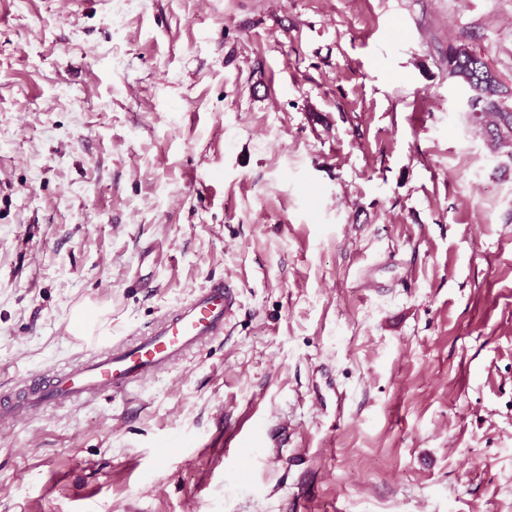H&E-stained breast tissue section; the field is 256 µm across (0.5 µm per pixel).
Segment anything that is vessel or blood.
Listing matches in <instances>:
<instances>
[{
	"instance_id": "vessel-or-blood-1",
	"label": "vessel or blood",
	"mask_w": 512,
	"mask_h": 512,
	"mask_svg": "<svg viewBox=\"0 0 512 512\" xmlns=\"http://www.w3.org/2000/svg\"><path fill=\"white\" fill-rule=\"evenodd\" d=\"M236 296L232 283L210 282L131 343L93 352L75 364L28 373L27 392L0 400V421L21 423L50 405H72L104 392H124L145 384L222 335Z\"/></svg>"
}]
</instances>
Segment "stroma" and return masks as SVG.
Listing matches in <instances>:
<instances>
[{
    "instance_id": "1",
    "label": "stroma",
    "mask_w": 512,
    "mask_h": 512,
    "mask_svg": "<svg viewBox=\"0 0 512 512\" xmlns=\"http://www.w3.org/2000/svg\"><path fill=\"white\" fill-rule=\"evenodd\" d=\"M0 0V393L208 280L224 333L0 423V512H512V0ZM448 75L470 92L468 111L478 121L490 148L512 161V90L476 51L448 46Z\"/></svg>"
}]
</instances>
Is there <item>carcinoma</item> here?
Wrapping results in <instances>:
<instances>
[{"instance_id": "1", "label": "carcinoma", "mask_w": 512, "mask_h": 512, "mask_svg": "<svg viewBox=\"0 0 512 512\" xmlns=\"http://www.w3.org/2000/svg\"><path fill=\"white\" fill-rule=\"evenodd\" d=\"M448 76L470 92L468 111L478 121L490 148L512 161V90L481 54L453 44L448 45Z\"/></svg>"}]
</instances>
